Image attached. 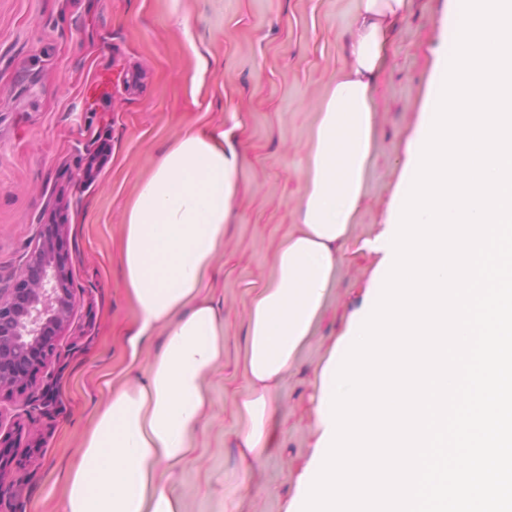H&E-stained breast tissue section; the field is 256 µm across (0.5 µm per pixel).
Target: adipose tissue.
Segmentation results:
<instances>
[{
	"mask_svg": "<svg viewBox=\"0 0 512 512\" xmlns=\"http://www.w3.org/2000/svg\"><path fill=\"white\" fill-rule=\"evenodd\" d=\"M411 0H358L345 60L317 105L299 222L248 299L237 407L243 475L268 451L278 393L331 302L367 196L379 123L376 89ZM243 180L223 128L190 127L159 153L125 211L121 260L134 310L130 362L104 379L105 402L82 433L60 512H186L176 492L208 423L205 376L224 358V316L211 296ZM162 335L144 366L143 344Z\"/></svg>",
	"mask_w": 512,
	"mask_h": 512,
	"instance_id": "ef3b65f1",
	"label": "adipose tissue"
}]
</instances>
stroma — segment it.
I'll return each instance as SVG.
<instances>
[{"instance_id": "obj_1", "label": "stroma", "mask_w": 512, "mask_h": 512, "mask_svg": "<svg viewBox=\"0 0 512 512\" xmlns=\"http://www.w3.org/2000/svg\"><path fill=\"white\" fill-rule=\"evenodd\" d=\"M357 0H0V288L58 216L76 305L56 342L55 402L0 400V428L37 454L16 470L15 512H56L81 432L104 400L101 374L123 362L132 326L120 260L124 206L158 153L192 125L239 138L245 171L214 295L224 309V359L206 376L211 406L200 458L177 485L187 512H284L313 444L310 395L331 341L360 305L374 259L350 253L336 298L304 362L279 391L274 444L242 495L235 445V363L247 298L269 277L279 240L298 220L315 104L342 64L341 33ZM449 0H415L397 32L376 100L380 138L356 238L384 219L420 117ZM139 68L141 88L123 86ZM100 151L86 168L87 149Z\"/></svg>"}]
</instances>
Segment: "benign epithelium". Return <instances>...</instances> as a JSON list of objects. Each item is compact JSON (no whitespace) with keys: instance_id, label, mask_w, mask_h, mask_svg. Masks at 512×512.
Returning a JSON list of instances; mask_svg holds the SVG:
<instances>
[{"instance_id":"7a95c632","label":"benign epithelium","mask_w":512,"mask_h":512,"mask_svg":"<svg viewBox=\"0 0 512 512\" xmlns=\"http://www.w3.org/2000/svg\"><path fill=\"white\" fill-rule=\"evenodd\" d=\"M75 295L52 238L34 246L13 287L0 288V396L28 393L40 409L50 406L38 375L57 357L55 338L69 326ZM28 453L0 434V477L9 462Z\"/></svg>"}]
</instances>
